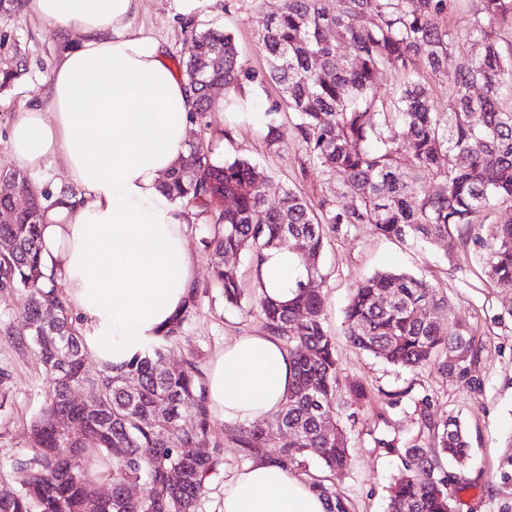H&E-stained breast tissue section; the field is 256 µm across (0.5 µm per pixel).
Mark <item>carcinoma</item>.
Here are the masks:
<instances>
[{"mask_svg":"<svg viewBox=\"0 0 512 512\" xmlns=\"http://www.w3.org/2000/svg\"><path fill=\"white\" fill-rule=\"evenodd\" d=\"M453 0H283L269 15L260 42L266 68L255 70L241 58L233 35L221 28L192 31L183 57L184 79L193 91L192 119L203 121L216 104L211 86L224 85V111L237 105L246 88L274 84L280 99L268 112L289 111L301 149V169L320 172L325 193L312 200L283 189L288 205L267 206L269 172L243 158L218 161L199 143L189 142L181 164L163 181L175 202L209 216L205 237L214 281L224 303L257 309L269 334L282 340L292 358L295 383L272 417L230 423L224 442L211 439V413L197 362L181 370L162 368L168 347L183 339L195 298L179 317L119 367L94 376L85 370L86 347L58 285L45 283L41 224L63 203L68 188L54 190L25 172H13L17 193L0 192V240L12 250L0 255V296L23 305V332L49 377L40 411L30 424L28 452L10 465L11 493L0 495V512H198L209 483L224 471L229 442L241 457L268 459L294 472L310 460L342 475L351 464L338 394L336 343L326 327V298L311 283L321 277V255L331 235L370 225L378 233L410 245L434 243L458 234L476 237L489 281L512 285V224H495L492 214L512 205V42L501 43L498 28L512 26V0H473L471 25L463 36L440 28L434 18ZM470 44L455 71L448 108L435 109L419 67L437 75L459 39ZM11 63L0 69V94L27 74L25 53L9 32H0V54ZM384 70L402 75L390 96L376 95ZM483 94L474 97L471 89ZM189 168L198 171L192 177ZM341 196L350 197L347 206ZM283 248L301 268L283 303L267 296L259 271L264 251ZM227 253L244 254L251 289L237 271L224 266ZM385 293L386 307L377 304ZM56 311L53 324L43 309ZM426 310L423 315L416 309ZM344 335L352 347L389 364L438 372L474 386L472 369L483 351L473 329L450 317L448 298L430 281L384 270L361 280L344 311ZM88 389L94 406L71 400ZM421 427L416 439L376 440L398 456L403 471L391 487L388 512H455L458 492L470 486L466 464L470 444L457 416L428 412L429 396L414 400ZM78 422L81 434L60 437L55 423ZM190 419L193 425L184 426ZM288 429L295 439L267 457L269 425ZM74 449V453L67 449ZM206 452L201 453L199 449ZM452 462L455 470L447 471ZM179 465L172 485L168 469ZM112 485V498L97 487ZM132 484L151 494L135 499ZM327 512H351L350 501L332 484L312 483Z\"/></svg>","mask_w":512,"mask_h":512,"instance_id":"obj_1","label":"carcinoma"}]
</instances>
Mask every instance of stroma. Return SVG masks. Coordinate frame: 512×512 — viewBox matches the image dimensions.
<instances>
[{
    "label": "stroma",
    "mask_w": 512,
    "mask_h": 512,
    "mask_svg": "<svg viewBox=\"0 0 512 512\" xmlns=\"http://www.w3.org/2000/svg\"><path fill=\"white\" fill-rule=\"evenodd\" d=\"M279 0H202L189 15L179 13L172 0H141L136 24L166 49L168 57L183 56L192 30L217 25L230 31L248 66L260 70L266 58L257 41L268 15ZM13 31L27 49L29 74L7 95L0 96V170H16L9 144V131L18 112L43 100L48 92L44 81L63 49L53 29L27 16L0 20V29ZM280 93L275 86L256 89L252 94V115L240 121L215 111L205 124H192L189 140H202L214 154L252 160L272 177L268 205H278L282 187L313 197L321 189L317 171H302L301 146L288 132L290 115L266 110ZM285 127L275 146H267L268 123ZM202 225L192 221L187 239L197 259V306L189 322V339L172 349L165 358L169 369L182 368L186 359L199 367L239 336L265 331L258 313H247L224 303L222 288L212 278L211 259L202 243ZM480 245L475 240L439 241L411 247L377 233L365 225L349 237H329L321 260L320 289L327 299L329 329L336 339L340 387L361 381L368 393L366 406L354 417L343 419L349 438L352 466L334 478L336 488L351 502L352 512H386L389 487L399 476L400 463L379 448L377 439L416 437L421 422L413 399L431 397L433 415L455 414L466 426L471 441L468 466L469 489L459 492L455 512H512V486L501 483L498 463L504 453L503 441L512 434V288L488 282L474 257ZM472 255V262L457 263V253ZM381 270L405 271L427 278L442 288L456 317L467 320L483 335L485 346L474 375L478 389L453 381L427 367L408 371L349 345L343 330V311L356 283ZM24 320L15 300L0 299V369L10 376L8 401L0 410V489L10 487L8 465L25 450L29 426L37 414L47 387L46 376L31 345L20 333ZM399 392L398 405H389L387 393Z\"/></svg>",
    "instance_id": "stroma-1"
}]
</instances>
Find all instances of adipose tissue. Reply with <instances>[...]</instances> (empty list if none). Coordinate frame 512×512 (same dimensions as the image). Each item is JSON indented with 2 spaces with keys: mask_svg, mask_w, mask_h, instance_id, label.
I'll list each match as a JSON object with an SVG mask.
<instances>
[{
  "mask_svg": "<svg viewBox=\"0 0 512 512\" xmlns=\"http://www.w3.org/2000/svg\"><path fill=\"white\" fill-rule=\"evenodd\" d=\"M140 0H23L68 46L49 94L18 113L10 144L20 167L58 159L76 188L41 226L46 272L61 282L87 348L118 365L165 330L195 286L188 216L160 189L186 151L194 99L158 40L133 26ZM262 280L284 300L298 270L265 253ZM209 407L231 423L277 411L293 381L289 355L267 334L225 344L206 376ZM310 484L259 460L224 484L223 512H326Z\"/></svg>",
  "mask_w": 512,
  "mask_h": 512,
  "instance_id": "ef3b65f1",
  "label": "adipose tissue"
}]
</instances>
